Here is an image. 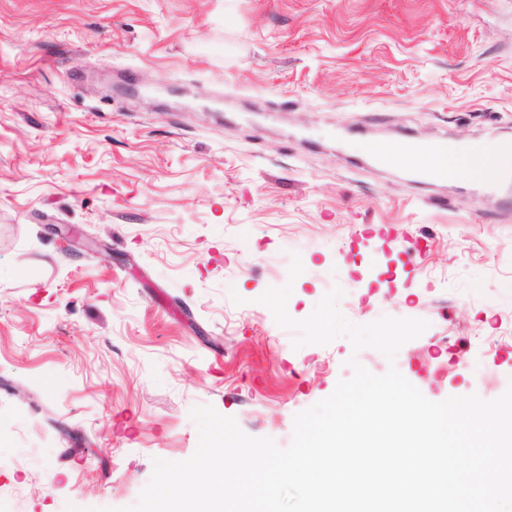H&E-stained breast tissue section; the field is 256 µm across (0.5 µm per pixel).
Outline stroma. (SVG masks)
<instances>
[{"label": "stroma", "mask_w": 512, "mask_h": 512, "mask_svg": "<svg viewBox=\"0 0 512 512\" xmlns=\"http://www.w3.org/2000/svg\"><path fill=\"white\" fill-rule=\"evenodd\" d=\"M404 135L512 141V0H0V512L135 504L198 406L288 446L353 356L502 395L512 180L367 151ZM288 282L296 320L337 286L429 326L296 350Z\"/></svg>", "instance_id": "obj_1"}]
</instances>
